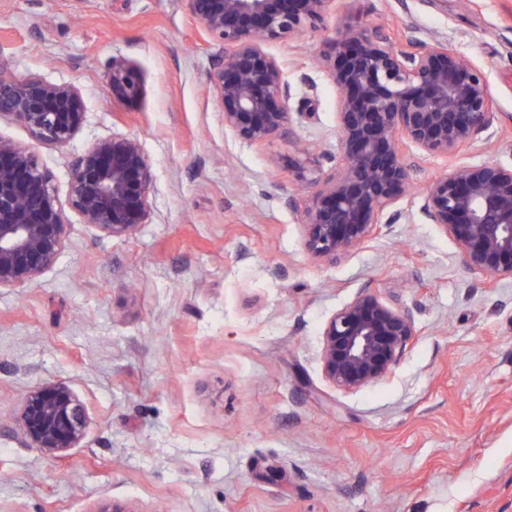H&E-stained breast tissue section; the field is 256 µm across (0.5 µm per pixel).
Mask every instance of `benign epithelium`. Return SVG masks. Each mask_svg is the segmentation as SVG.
I'll return each instance as SVG.
<instances>
[{
  "mask_svg": "<svg viewBox=\"0 0 512 512\" xmlns=\"http://www.w3.org/2000/svg\"><path fill=\"white\" fill-rule=\"evenodd\" d=\"M217 49L208 81L239 139L264 142L290 129V89L274 42L317 29L333 0H180ZM339 91L336 131L343 163L314 181L302 215L306 251L331 262L404 218L394 206L406 196L411 165L404 147L448 158L495 136L498 112L485 73L446 40L391 45L381 32L345 25L320 53ZM0 58V116L38 141L65 147L86 118L79 88L39 76H7ZM112 95L140 94L135 64L112 58ZM152 166L139 142L125 135L94 142L72 165L68 205L82 222L127 236L150 217ZM418 212L459 246L463 267L493 284L512 277V167L497 162L457 165L433 179ZM66 219L49 173L29 148L0 137V289L22 288L51 265ZM417 334L411 309L364 287L338 309L322 332L320 362L336 389L353 392L387 378ZM84 405L65 384L45 381L29 395L21 432L30 445L63 455L83 440Z\"/></svg>",
  "mask_w": 512,
  "mask_h": 512,
  "instance_id": "benign-epithelium-1",
  "label": "benign epithelium"
}]
</instances>
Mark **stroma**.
I'll return each instance as SVG.
<instances>
[{
    "label": "stroma",
    "mask_w": 512,
    "mask_h": 512,
    "mask_svg": "<svg viewBox=\"0 0 512 512\" xmlns=\"http://www.w3.org/2000/svg\"><path fill=\"white\" fill-rule=\"evenodd\" d=\"M345 23L397 45L446 40L486 75L493 148L408 147L416 189L455 165H512V0H336L319 29L267 45L295 118L262 143L225 128L212 47L178 0H0L12 72L84 97L63 148L0 118L60 204L71 163L115 134L155 173L135 234L68 210L55 262L0 290V512H512V277H473L414 196L397 204L403 223L336 262L304 248L301 186L341 163L338 91L316 58ZM116 56L139 68L136 100L112 95ZM367 285L410 308L418 334L385 381L346 393L322 374L321 332ZM47 380L90 418L62 457L18 426Z\"/></svg>",
    "instance_id": "35a3bbf8"
}]
</instances>
